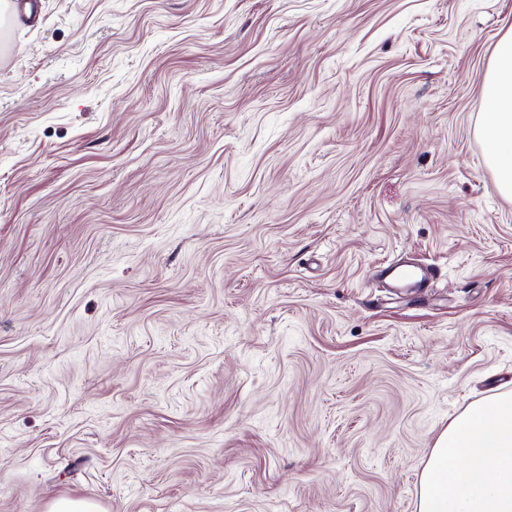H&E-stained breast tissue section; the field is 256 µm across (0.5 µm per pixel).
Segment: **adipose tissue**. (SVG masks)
Segmentation results:
<instances>
[{"mask_svg": "<svg viewBox=\"0 0 512 512\" xmlns=\"http://www.w3.org/2000/svg\"><path fill=\"white\" fill-rule=\"evenodd\" d=\"M499 194L512 200V29L486 71L476 129ZM418 512H512V394L485 397L439 436L425 464Z\"/></svg>", "mask_w": 512, "mask_h": 512, "instance_id": "obj_1", "label": "adipose tissue"}]
</instances>
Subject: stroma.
I'll return each mask as SVG.
<instances>
[{
  "label": "stroma",
  "mask_w": 512,
  "mask_h": 512,
  "mask_svg": "<svg viewBox=\"0 0 512 512\" xmlns=\"http://www.w3.org/2000/svg\"><path fill=\"white\" fill-rule=\"evenodd\" d=\"M40 4L0 18V512H416L512 393V0ZM476 133L499 194L512 200V29L499 38L486 71ZM380 265L383 266L381 275L384 279L406 282L410 288H418L421 291L432 288V275H421L422 269L419 266L398 264L396 262H385Z\"/></svg>",
  "instance_id": "stroma-1"
}]
</instances>
